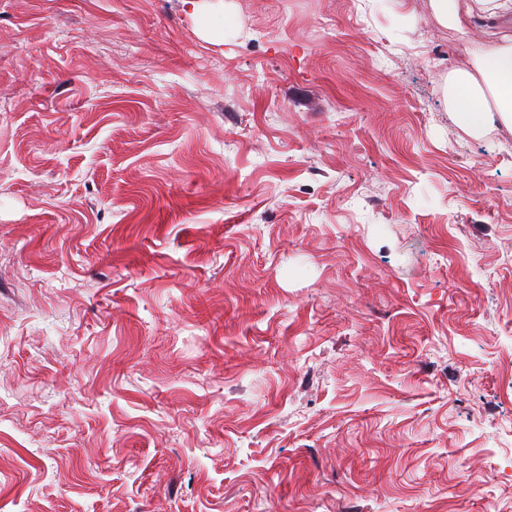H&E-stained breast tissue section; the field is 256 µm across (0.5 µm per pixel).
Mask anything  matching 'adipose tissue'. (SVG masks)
Wrapping results in <instances>:
<instances>
[{
	"instance_id": "ef3b65f1",
	"label": "adipose tissue",
	"mask_w": 512,
	"mask_h": 512,
	"mask_svg": "<svg viewBox=\"0 0 512 512\" xmlns=\"http://www.w3.org/2000/svg\"><path fill=\"white\" fill-rule=\"evenodd\" d=\"M448 94L466 127L480 131L500 124L512 131V42H476L472 70L455 73Z\"/></svg>"
}]
</instances>
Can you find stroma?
Listing matches in <instances>:
<instances>
[{
  "label": "stroma",
  "mask_w": 512,
  "mask_h": 512,
  "mask_svg": "<svg viewBox=\"0 0 512 512\" xmlns=\"http://www.w3.org/2000/svg\"><path fill=\"white\" fill-rule=\"evenodd\" d=\"M431 0H0V512H512V131ZM474 45L473 71L455 73L448 85L457 118L474 131L496 124L512 131V42Z\"/></svg>",
  "instance_id": "35a3bbf8"
}]
</instances>
